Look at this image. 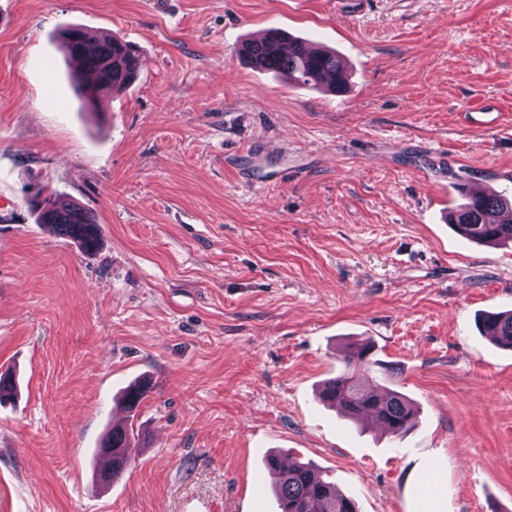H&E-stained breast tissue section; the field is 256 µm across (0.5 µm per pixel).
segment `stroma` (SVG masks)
Listing matches in <instances>:
<instances>
[{
  "instance_id": "stroma-1",
  "label": "stroma",
  "mask_w": 512,
  "mask_h": 512,
  "mask_svg": "<svg viewBox=\"0 0 512 512\" xmlns=\"http://www.w3.org/2000/svg\"><path fill=\"white\" fill-rule=\"evenodd\" d=\"M73 26L140 52L99 113ZM272 27L342 56L346 92L238 57ZM489 102L499 128L464 121ZM461 184L512 199L507 0H0V512H277L272 453L359 512H512V350L478 326L512 309V247L454 231ZM37 188L94 216L95 253ZM365 338L393 372L365 379L418 408L403 438L318 399ZM29 207L37 213L38 223L48 224L58 235L76 240L84 252L98 248L99 226L83 206L61 196L48 195L43 201L31 200ZM130 431L133 432L132 424L129 426H112V430L107 435L103 444V451H106L112 457V463L109 470L99 474L100 481L103 484L110 483L118 477L126 468L129 462L128 448H130ZM109 448H112V452Z\"/></svg>"
}]
</instances>
